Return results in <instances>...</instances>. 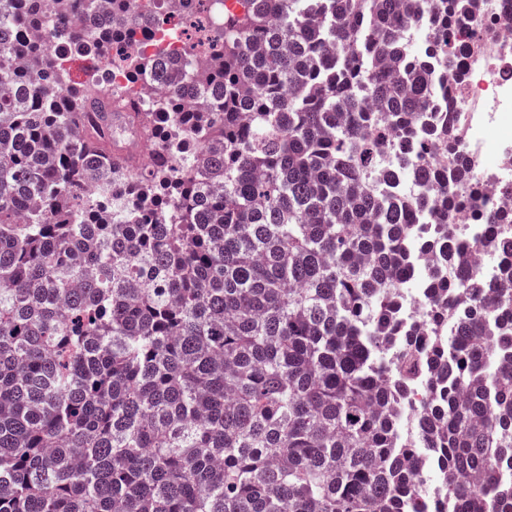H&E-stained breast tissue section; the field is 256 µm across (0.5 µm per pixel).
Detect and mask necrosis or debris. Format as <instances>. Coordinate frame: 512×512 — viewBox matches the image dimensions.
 I'll return each instance as SVG.
<instances>
[{
  "label": "necrosis or debris",
  "mask_w": 512,
  "mask_h": 512,
  "mask_svg": "<svg viewBox=\"0 0 512 512\" xmlns=\"http://www.w3.org/2000/svg\"><path fill=\"white\" fill-rule=\"evenodd\" d=\"M474 25L481 36L456 62L461 79L442 86L456 102L458 146L475 160L477 178L493 188L503 172L512 170V0H484ZM184 38L180 25L157 21L142 28L137 46L176 58ZM426 303L422 278L404 280L398 321L412 328L422 325Z\"/></svg>",
  "instance_id": "obj_1"
}]
</instances>
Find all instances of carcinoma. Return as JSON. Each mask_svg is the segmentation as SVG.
Returning a JSON list of instances; mask_svg holds the SVG:
<instances>
[{
	"mask_svg": "<svg viewBox=\"0 0 512 512\" xmlns=\"http://www.w3.org/2000/svg\"><path fill=\"white\" fill-rule=\"evenodd\" d=\"M54 2L57 47L47 0H0V512H512V209L483 198L455 101L425 113L481 0H247L182 72L134 47V0ZM79 53L164 97L114 99L95 64L70 83ZM117 112L155 155L135 177ZM402 176L434 193L374 191ZM463 207L503 228L480 243L498 285L448 230ZM418 210L454 260L407 332ZM423 448L443 481L422 499ZM427 290L418 275L402 281L398 289L396 317L405 326L416 328L424 323Z\"/></svg>",
	"mask_w": 512,
	"mask_h": 512,
	"instance_id": "cac0c4a2",
	"label": "carcinoma"
}]
</instances>
